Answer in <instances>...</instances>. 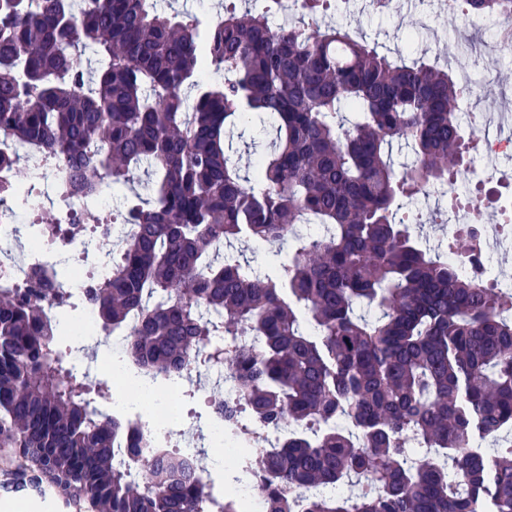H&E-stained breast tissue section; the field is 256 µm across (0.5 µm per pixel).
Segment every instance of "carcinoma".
<instances>
[{
	"instance_id": "obj_1",
	"label": "carcinoma",
	"mask_w": 512,
	"mask_h": 512,
	"mask_svg": "<svg viewBox=\"0 0 512 512\" xmlns=\"http://www.w3.org/2000/svg\"><path fill=\"white\" fill-rule=\"evenodd\" d=\"M279 2L210 26L157 0H0V132L47 148L85 195L145 173L135 233L89 296L106 334L141 316L129 360L185 384L209 348L253 419L295 424L260 449L270 512H512V289L486 285L472 229L431 253L397 219L470 170L464 85L311 27L332 0L276 28ZM459 4L512 22V0ZM238 122L273 130L246 144L250 175L226 132ZM395 147L411 162L395 165ZM241 241L289 255L263 268ZM66 275L38 267L0 290L8 474L91 512H239L173 457L141 465L136 443L121 447L126 426L97 401L107 386L68 364L81 302ZM487 438L491 453L475 447Z\"/></svg>"
}]
</instances>
